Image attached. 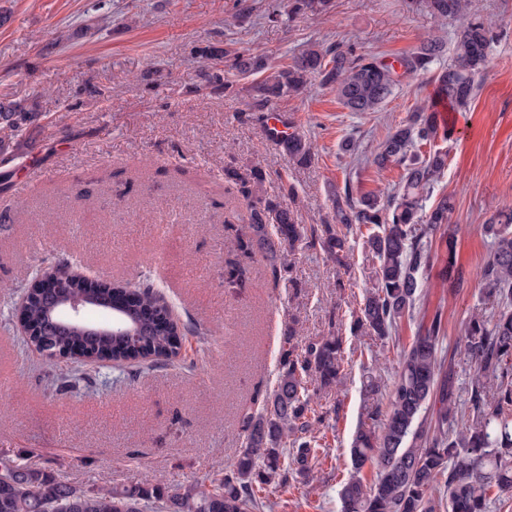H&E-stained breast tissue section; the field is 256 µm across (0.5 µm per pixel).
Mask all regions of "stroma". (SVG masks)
I'll return each mask as SVG.
<instances>
[{
    "mask_svg": "<svg viewBox=\"0 0 512 512\" xmlns=\"http://www.w3.org/2000/svg\"><path fill=\"white\" fill-rule=\"evenodd\" d=\"M0 0V98L37 101L44 132L32 148L0 165V454L84 489L153 482L177 487L223 469L244 446L242 418L256 391L272 387L281 336L296 343L327 335L329 316L351 322L373 264L360 233L339 263L297 241L286 250L292 280L272 281L255 255L246 274L226 275L225 220L247 215L224 179L226 166L263 172V190L293 188L297 224L336 221L334 195L396 192L401 170L378 169L372 154L435 92L431 75L401 78L375 112L354 113L335 88L312 85L279 100L313 159L288 161L249 110L246 81L236 95L194 89L208 44L247 49L285 64L311 43L355 44L385 62L411 53L455 25L408 0H331L328 13L266 19L271 0ZM494 24L487 73L466 111L448 113L454 135L433 195L455 200L450 229L463 287L440 266L421 277V301L403 320L399 342L346 336L348 363L335 391L317 400L328 416L317 428L326 456L287 490L267 487L270 512H339L352 436L363 419L365 377L392 382L401 346L423 317L442 313L441 356L453 359L466 393L475 373L462 353L472 314L500 308L478 273L489 257L484 223L512 206V0H472ZM163 75L146 85L147 67ZM352 150H345V143ZM96 279L132 283L151 273L158 291L189 326L173 364L134 365L113 383L104 369L63 387L69 359L36 353L18 322L31 273L56 262Z\"/></svg>",
    "mask_w": 512,
    "mask_h": 512,
    "instance_id": "1",
    "label": "stroma"
}]
</instances>
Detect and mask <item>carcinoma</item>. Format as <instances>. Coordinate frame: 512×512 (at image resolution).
Here are the masks:
<instances>
[{
    "label": "carcinoma",
    "instance_id": "cac0c4a2",
    "mask_svg": "<svg viewBox=\"0 0 512 512\" xmlns=\"http://www.w3.org/2000/svg\"><path fill=\"white\" fill-rule=\"evenodd\" d=\"M330 0H287L288 15L319 14ZM416 5L441 20H459L454 30L453 56L433 75L440 101L454 110L466 108L476 96L491 48L490 26L471 15L470 0H416ZM446 49L442 36L423 40L409 55L397 59L399 67L360 54L351 45L323 47L310 44L286 65H273L246 50L209 44L199 48L201 58L214 62L197 73L196 87L230 94L233 82L226 74L252 78L247 91L250 111L263 112L273 102L302 93L313 82L334 86L352 112H375L405 75H425ZM42 112L34 100L0 101V155H16L27 142L26 134L43 132ZM453 128L435 105L418 109L411 119L387 135L373 157L379 169L403 168L397 194L387 201L373 193L354 199H336V223L312 229L309 247H319L338 261L351 250L349 230L368 228L365 243L377 259L371 289L350 325V331L395 337L400 322L413 314L421 299L418 275L439 255L431 252L429 233H440L446 254L443 272L455 286L462 275L456 266L455 244L444 232L454 201L444 195L425 209L434 184L448 166V152L439 143L449 141ZM286 157L298 164L312 161L308 143L293 134L278 141ZM249 210L246 229L228 223L235 259L227 266L229 277L245 272L244 260L261 253L269 261L273 280L287 266L280 253L303 235L288 205L266 197L263 174L253 170L243 176L225 169ZM427 228H421V225ZM492 237L489 260L481 277L490 293L506 299L497 313L473 315L466 326L464 356L476 366L464 409L452 370L438 358L444 341L440 315L420 329L399 353V367L391 385L367 377L362 395L366 418L353 435L351 469L338 492L340 512H489L492 489L512 490V207L491 215L484 224ZM47 275L68 279L73 292L95 307L102 321L119 319L140 331L138 344L124 336L94 331V326L73 324L60 315L54 290L28 284L29 304L12 317L43 330L32 336L35 344L51 343L64 350L83 344L88 358L110 361L125 374L126 363L150 361L169 364L180 355V324L160 297L150 277L133 285L122 305H106L109 293L125 287L91 282L64 262L48 268ZM345 368L344 336L329 321L328 334L296 349L293 330L283 336L278 373L272 390L256 393L257 408L243 419L244 448L224 467L201 480L170 492L158 483L106 486L84 490L52 474L17 463L0 454V512H263L264 487L288 485V473L305 478L319 460L315 425L326 413L312 408L313 397L336 388ZM498 380L493 396L483 381ZM389 403L382 407L381 396ZM376 462L371 485L360 472Z\"/></svg>",
    "mask_w": 512,
    "mask_h": 512
}]
</instances>
